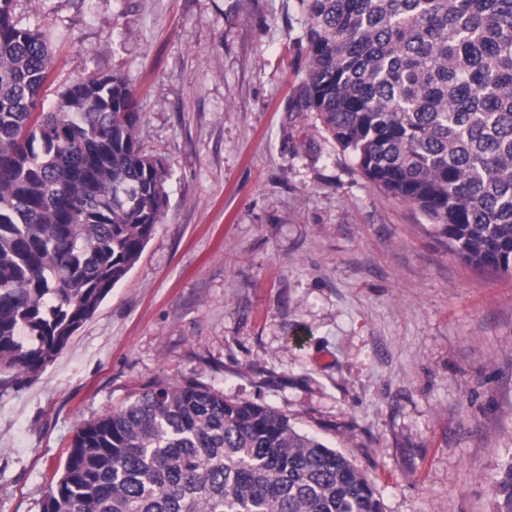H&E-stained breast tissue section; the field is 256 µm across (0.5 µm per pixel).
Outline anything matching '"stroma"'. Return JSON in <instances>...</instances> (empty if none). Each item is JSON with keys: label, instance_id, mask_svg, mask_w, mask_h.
I'll return each mask as SVG.
<instances>
[{"label": "stroma", "instance_id": "obj_1", "mask_svg": "<svg viewBox=\"0 0 512 512\" xmlns=\"http://www.w3.org/2000/svg\"><path fill=\"white\" fill-rule=\"evenodd\" d=\"M43 89L123 78L169 172L142 256L32 382L0 388V512L41 500L82 423L152 382L268 404L384 512H505L512 276L474 269L298 105L299 0H15Z\"/></svg>", "mask_w": 512, "mask_h": 512}]
</instances>
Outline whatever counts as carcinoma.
Returning <instances> with one entry per match:
<instances>
[{
    "mask_svg": "<svg viewBox=\"0 0 512 512\" xmlns=\"http://www.w3.org/2000/svg\"><path fill=\"white\" fill-rule=\"evenodd\" d=\"M0 0V386L31 382L140 258L168 172L132 90L90 73L38 111L39 29ZM305 110L448 248L512 275V0H300ZM512 512V465L497 482ZM42 512H383L371 482L288 414L155 382L83 423Z\"/></svg>",
    "mask_w": 512,
    "mask_h": 512,
    "instance_id": "cac0c4a2",
    "label": "carcinoma"
}]
</instances>
